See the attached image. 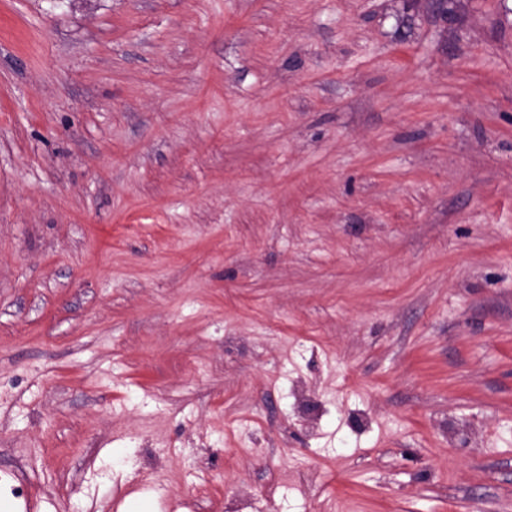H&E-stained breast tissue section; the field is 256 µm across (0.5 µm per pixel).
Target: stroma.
<instances>
[{
  "label": "stroma",
  "instance_id": "obj_1",
  "mask_svg": "<svg viewBox=\"0 0 512 512\" xmlns=\"http://www.w3.org/2000/svg\"><path fill=\"white\" fill-rule=\"evenodd\" d=\"M512 512V0H0V502Z\"/></svg>",
  "mask_w": 512,
  "mask_h": 512
}]
</instances>
